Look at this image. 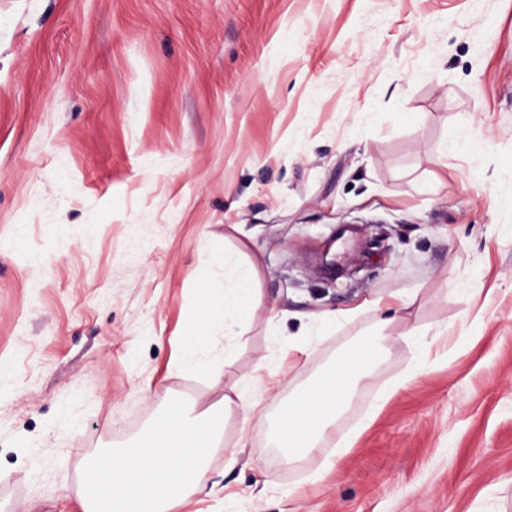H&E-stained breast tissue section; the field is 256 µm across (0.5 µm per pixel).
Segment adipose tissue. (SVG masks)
<instances>
[{
  "instance_id": "ef3b65f1",
  "label": "adipose tissue",
  "mask_w": 512,
  "mask_h": 512,
  "mask_svg": "<svg viewBox=\"0 0 512 512\" xmlns=\"http://www.w3.org/2000/svg\"><path fill=\"white\" fill-rule=\"evenodd\" d=\"M255 265L226 263L224 284L210 288V315L189 327L177 370L205 373L200 352L214 345L216 333L236 337L240 314L256 307ZM379 349L364 344L348 353L283 410L276 447L289 459L318 450L346 404L351 389L369 372ZM215 428L204 416L190 414L175 399L164 416L135 446L95 456L79 493L81 512H172L204 492L210 482L209 458L216 447Z\"/></svg>"
}]
</instances>
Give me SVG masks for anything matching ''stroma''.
I'll list each match as a JSON object with an SVG mask.
<instances>
[{"label":"stroma","mask_w":512,"mask_h":512,"mask_svg":"<svg viewBox=\"0 0 512 512\" xmlns=\"http://www.w3.org/2000/svg\"><path fill=\"white\" fill-rule=\"evenodd\" d=\"M226 253L261 304L176 371ZM374 336L288 461L283 405ZM172 398L221 428L174 512H512V0H0V512H80Z\"/></svg>","instance_id":"obj_1"}]
</instances>
